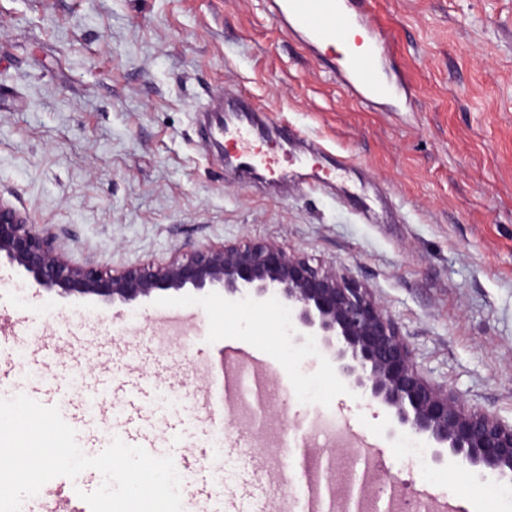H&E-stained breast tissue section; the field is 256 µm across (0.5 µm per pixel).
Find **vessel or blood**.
Wrapping results in <instances>:
<instances>
[{
	"instance_id": "1",
	"label": "vessel or blood",
	"mask_w": 512,
	"mask_h": 512,
	"mask_svg": "<svg viewBox=\"0 0 512 512\" xmlns=\"http://www.w3.org/2000/svg\"><path fill=\"white\" fill-rule=\"evenodd\" d=\"M371 2L270 0L274 18L300 34L328 63L337 80L366 108L396 94L395 88L379 76L381 59L392 51L396 31L388 25L369 22ZM217 125L225 143L233 148L230 160L240 176L253 184L276 185L288 180L287 167L269 162L266 126L250 105L224 106ZM221 354L225 364L224 401L239 402L246 395L260 394L270 361L258 357L250 345L227 344Z\"/></svg>"
}]
</instances>
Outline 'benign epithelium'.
Masks as SVG:
<instances>
[{
	"instance_id": "1",
	"label": "benign epithelium",
	"mask_w": 512,
	"mask_h": 512,
	"mask_svg": "<svg viewBox=\"0 0 512 512\" xmlns=\"http://www.w3.org/2000/svg\"><path fill=\"white\" fill-rule=\"evenodd\" d=\"M0 256L43 289L108 304L184 288L220 289L231 296L247 291L257 298L274 293L293 311L303 334L322 337L334 350L338 374L363 397L391 410L400 425L448 445L471 466L512 470V425L427 382L408 341L369 289L332 268L314 267L272 243H247L189 246L181 260L111 275L71 263L53 228H37L1 197Z\"/></svg>"
}]
</instances>
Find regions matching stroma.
Here are the masks:
<instances>
[{
    "instance_id": "35a3bbf8",
    "label": "stroma",
    "mask_w": 512,
    "mask_h": 512,
    "mask_svg": "<svg viewBox=\"0 0 512 512\" xmlns=\"http://www.w3.org/2000/svg\"><path fill=\"white\" fill-rule=\"evenodd\" d=\"M373 19L398 40L385 68L406 96L361 107L312 50L276 23L267 0H0V198L53 227L69 260L118 273L198 247L272 242L315 267L370 288L408 340L420 374L468 405L512 423V0H377ZM260 104L287 132L299 172L323 152L348 159L330 187L269 191L238 183L205 111L224 94ZM0 307L27 323L8 328L11 366L0 398L67 380L73 344L96 352L87 378L143 383L78 422L90 456L110 436H132L171 456L191 488L184 512H301L278 482L334 455L344 488L359 441L380 480L409 500L463 512L486 501L496 475L437 457L431 484L401 447L408 429L367 404L336 373L321 337L298 335L275 297L186 288L107 306L35 287L8 261ZM65 345L36 377L40 335ZM250 342L279 366L262 403L202 415L196 397H221L214 353ZM351 420L355 438L320 446L300 417ZM227 438L210 444L213 423ZM101 474L47 482L23 512H73Z\"/></svg>"
}]
</instances>
